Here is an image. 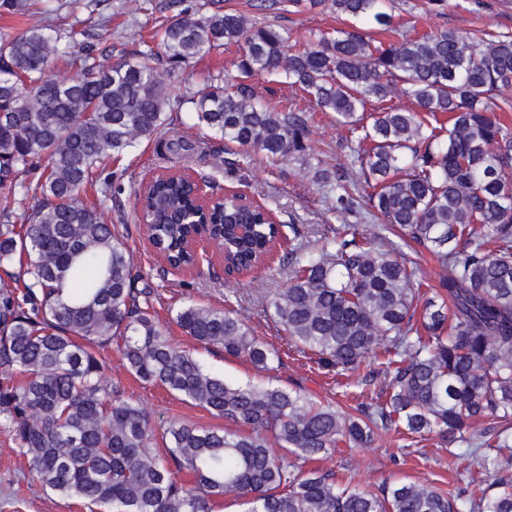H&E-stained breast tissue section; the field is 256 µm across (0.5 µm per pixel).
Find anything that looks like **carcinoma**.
<instances>
[{
  "mask_svg": "<svg viewBox=\"0 0 512 512\" xmlns=\"http://www.w3.org/2000/svg\"><path fill=\"white\" fill-rule=\"evenodd\" d=\"M41 2L0 0V12L25 15ZM385 2L311 0L348 25L304 49L290 46L284 27L198 10L157 30L162 53L148 44L103 64L86 46L61 79L50 74L52 57L70 54L85 31L0 36V426L60 497L103 512H212L226 497L248 512H512V455L480 454L512 448V128L502 116L512 109L493 102L512 87V35L446 29L376 46L371 32L393 28ZM229 44L242 50L238 74L213 76L183 99L195 126L243 162L260 154L315 166L319 182L336 183L337 211L363 210L390 233L341 224L312 247L299 244L294 276L269 301L276 326L320 367L364 370L354 416L300 389L227 381L173 345L152 290L134 287L123 241L83 198L106 159L166 125L169 88L151 61L179 66ZM262 74L349 127L360 181L322 167L303 110L258 100L243 84ZM397 92L414 108L389 103ZM373 100L380 106L368 114ZM159 144L184 159L199 153L182 136ZM186 168L155 173L141 215L159 250L184 265ZM271 216L224 194L209 213L223 261L259 268L283 228L298 234ZM406 248L443 270L423 300ZM172 321L260 371L282 365L230 310L190 301ZM113 343L133 376L226 427L174 421L161 434L164 452H152L148 413L105 384L102 351ZM381 432L433 434L455 457L457 448L480 454L493 481L455 494L419 482L362 490L332 470L303 469L342 441L364 446Z\"/></svg>",
  "mask_w": 512,
  "mask_h": 512,
  "instance_id": "1",
  "label": "carcinoma"
}]
</instances>
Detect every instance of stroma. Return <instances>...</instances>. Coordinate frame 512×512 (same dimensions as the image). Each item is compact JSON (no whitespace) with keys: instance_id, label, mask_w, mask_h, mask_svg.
<instances>
[{"instance_id":"1","label":"stroma","mask_w":512,"mask_h":512,"mask_svg":"<svg viewBox=\"0 0 512 512\" xmlns=\"http://www.w3.org/2000/svg\"><path fill=\"white\" fill-rule=\"evenodd\" d=\"M165 0H53L57 12H35L24 16L0 15V34H18L32 26L43 28L75 27L86 30L88 42L94 44L102 60L117 61L141 50L152 28L175 19L178 11L164 9ZM477 7L474 0H392L391 8L398 33L413 36L426 31L452 29L463 35L478 31L512 34V0H484ZM182 8L196 10H235L254 22H269L287 27L298 47L312 46L322 34L341 27L335 14L323 7L311 6L309 0L295 11L267 13L255 10L252 0H183ZM181 8V9H182ZM240 49L225 46L168 76L171 107L167 111V134H180L205 140L212 157L196 163L198 174L208 176L215 193L228 189L242 191L270 205L281 221L298 225L302 241L320 239L327 230L341 224L357 225L360 232L379 231L378 223L356 214L336 212V190L319 184L312 168L296 162L270 164L261 157L251 162L227 166L224 142L207 131L196 128L188 106L181 100L187 93L201 89L206 76L235 72ZM311 140L327 168L343 166L350 177H357L360 164L346 146L350 133L337 124L333 113L307 109ZM154 142L143 141L119 158H109L96 170L95 180H108L115 192L100 200L88 192L89 202L101 203L104 218L123 235L139 275L137 287L151 288L153 307L161 323L169 327L171 342L194 351L208 371L238 383L265 385L272 383L289 389L300 387L313 398L339 401L342 393L359 395L356 375L339 376L318 369L313 354L296 352L287 336L266 313L270 295L286 287L293 275L287 248L278 249L274 259L262 270L229 278L220 258L203 263L199 270L177 273L149 244L144 225L136 217L135 189L150 170L164 165ZM215 308L234 310L252 326L258 336L277 348L283 365L273 372L257 371L244 359L224 355L218 349H204L177 327L171 319L187 300ZM110 384L119 386L126 399L142 406L151 416L156 429L171 421L212 426L211 415L167 389L141 382L130 374L116 349L106 353ZM321 468L333 470L339 482L372 490L383 481L433 482L439 488L455 492L465 483L489 485L491 474L480 458L458 459L449 455L433 437L415 438L409 448H402L396 434H381L368 447L339 445L335 454L321 460ZM0 512H89L80 503L64 499L46 488L17 456L15 446L0 428Z\"/></svg>"}]
</instances>
